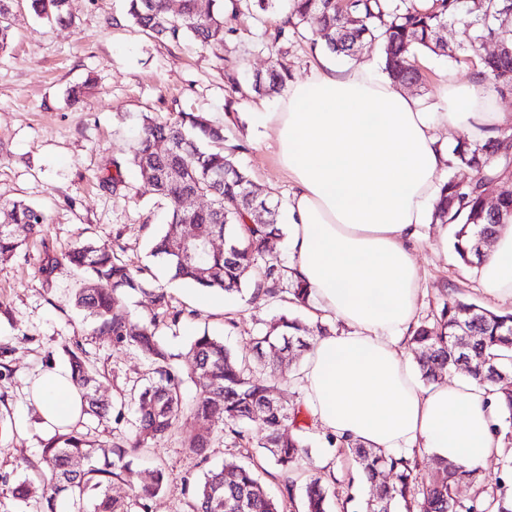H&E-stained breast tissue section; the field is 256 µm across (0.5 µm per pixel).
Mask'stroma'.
<instances>
[{
  "mask_svg": "<svg viewBox=\"0 0 512 512\" xmlns=\"http://www.w3.org/2000/svg\"><path fill=\"white\" fill-rule=\"evenodd\" d=\"M126 5V0H69L67 26L43 23L25 6H16L10 47L0 52V204L23 200L47 217L43 234L28 240L24 255L0 263V512H40L47 489L46 478L20 465L24 458L32 465L39 461L44 440L27 400L35 369L68 363L70 351L80 350L96 373L99 396L123 406V421L87 417L81 423V430L102 444L131 431L133 416L123 401L148 372L140 353L96 335L76 310L78 275L60 260L75 243L108 245L121 237L131 268H148L151 286L166 289L173 306L196 309V318L161 331L183 364L191 360L192 339L205 330L223 337L233 352L251 356L263 320L282 308L280 301L255 299L247 292L225 296L217 311L196 308L193 287L170 280L150 255L165 211L125 164L144 113H201L226 126L228 142L236 146L258 191L287 206L291 182L277 163L275 135L255 121L256 113L276 111L279 95L234 93L224 82L229 63L239 65L246 80L266 69L272 56L262 47L264 24L240 17L237 39L221 51L190 40L176 46L129 23ZM416 63L425 81L410 93L434 112L444 83H469L477 71L472 64L430 53L419 54ZM75 89L80 98L72 97ZM117 160L125 164V188L118 196L106 184ZM440 232V225H423L414 251L422 285L417 320H433L451 296L511 311L512 301L484 294L472 267L442 243ZM49 257L58 265L47 280L39 266ZM305 428L311 457L326 464L334 506L359 512L371 487L361 480L357 464L327 446L325 431L313 418H306ZM196 432L193 419L183 416L171 435L132 458L114 494H130L145 468L158 460L167 482L149 512H190L193 489L205 472L231 457L255 467L265 485L279 491V469L260 448H235L216 439L200 456L188 446ZM27 476L33 480L32 493L21 506L13 490Z\"/></svg>",
  "mask_w": 512,
  "mask_h": 512,
  "instance_id": "stroma-1",
  "label": "stroma"
}]
</instances>
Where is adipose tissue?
I'll return each instance as SVG.
<instances>
[{"label": "adipose tissue", "instance_id": "ef3b65f1", "mask_svg": "<svg viewBox=\"0 0 512 512\" xmlns=\"http://www.w3.org/2000/svg\"><path fill=\"white\" fill-rule=\"evenodd\" d=\"M259 121L275 134L292 182L289 249L314 308L341 324L317 337L298 372L309 408L329 433L371 448H419L463 466L496 450L497 418L476 381L422 388L403 349L421 280L418 227L438 202L447 126L483 141L512 126L481 80L444 86L441 109L367 66L322 63L288 87ZM486 295L512 299V225L476 268ZM67 367L31 379L29 404L43 433L75 423L81 397Z\"/></svg>", "mask_w": 512, "mask_h": 512}]
</instances>
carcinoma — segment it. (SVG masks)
Returning a JSON list of instances; mask_svg holds the SVG:
<instances>
[{
  "label": "carcinoma",
  "instance_id": "1",
  "mask_svg": "<svg viewBox=\"0 0 512 512\" xmlns=\"http://www.w3.org/2000/svg\"><path fill=\"white\" fill-rule=\"evenodd\" d=\"M16 0H0V51L9 47L13 7ZM29 9L48 24L69 20L68 0H26ZM127 15L147 35L171 44L194 38L203 47H224L237 38L235 22L248 15L261 21L266 14H278L287 5V20L265 31L268 45L275 47L296 37H305L310 27L312 44L322 43L338 56L356 55L365 44L379 45L383 72L395 84L417 85L422 76L415 65L421 51L437 56L456 57L455 51L477 57L479 75L500 97L512 96V24H503L512 14V0H427L418 6L414 0H179L173 11L168 0H127ZM450 25L460 29L457 50L441 41V31ZM491 41L498 52L479 54ZM288 70L271 62L264 72L254 74L248 87L258 95L279 92L288 82ZM167 140L172 148L159 153L154 146ZM224 128L193 113L175 118L147 115L132 149L130 164L142 181L168 207V224L151 250L170 272L171 279L197 288L226 294L239 293L253 285L254 296L277 298L288 293L286 301L306 307L310 290L300 282L279 288L289 269L276 257L263 258V245L283 235L278 227V204L266 196L249 199V174L235 160L237 147L226 146ZM499 137L482 143L461 141L452 150L459 164L476 172L467 183L453 178L439 186V201L433 212L434 223L453 224V249L465 264L481 262L482 249L492 240L496 228L512 223V162L492 165ZM499 186V210L485 207L483 187ZM209 200L198 210L179 206L184 194ZM0 262L18 255L26 240L41 234L45 214L23 200L0 208ZM180 224H196L207 235L224 237V250L182 259L174 251V238ZM124 247L81 243L62 258L83 276V286L75 293L74 305L95 325L100 336L112 337L119 346L138 350L149 362L148 379L130 392L136 418L130 436L104 447L91 440L78 424L66 427L44 442L42 463L50 471L49 493L43 512H57L66 502L74 512H149L150 501L166 482L165 469L158 465L146 470L141 484L124 499L112 495V485L121 470L143 448L173 432L180 417L189 413L198 434L189 447L203 452L211 443L214 425L222 439L246 448L251 443L246 425L261 416L265 434L257 442L274 460L282 473L280 494L271 495L256 471L235 460H226L209 471L195 491L192 512H285L294 503V474L302 467L310 471L302 499V512H331L329 488L321 470L310 458L309 445L298 425L300 409L287 410L278 404L275 392L283 374L266 363V354L283 359L293 349L308 351L327 326H311L298 316L278 313L265 323L254 338V360L237 358L224 340L203 331L190 343L193 362L182 369L160 338L162 325H176L194 310H175L171 296L162 288L152 292L154 312L140 324L118 313L123 295L143 291L148 286L140 271L129 267L119 253ZM420 378L436 382L443 373L458 367L468 376L488 386L500 413L494 433L512 440V385L504 376L512 374V313H499L474 302L450 298L443 303L431 325L413 329L409 339ZM72 381L82 393V414L106 417L110 406L94 390L95 378L76 354L70 358ZM189 378L198 388L191 404L183 400L181 385ZM325 441L338 452H349L375 489L366 502V512H512V469L506 470L497 489L481 490L469 500L456 497L461 483H480L479 470L438 461L434 474L425 476L403 452L374 450L346 437L328 434Z\"/></svg>",
  "mask_w": 512,
  "mask_h": 512
}]
</instances>
